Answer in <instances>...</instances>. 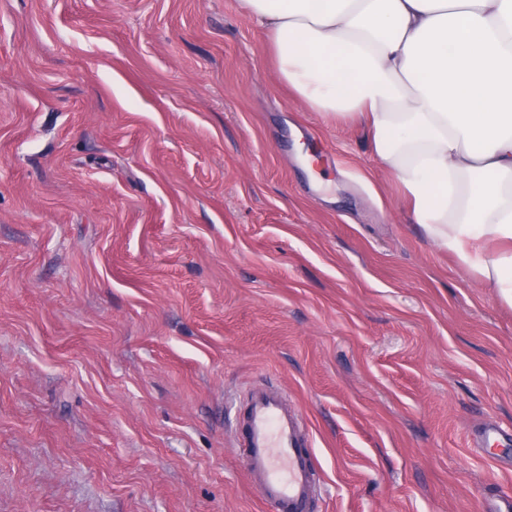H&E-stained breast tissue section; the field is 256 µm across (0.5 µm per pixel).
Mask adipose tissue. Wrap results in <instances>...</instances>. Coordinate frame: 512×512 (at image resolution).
<instances>
[{
  "label": "adipose tissue",
  "mask_w": 512,
  "mask_h": 512,
  "mask_svg": "<svg viewBox=\"0 0 512 512\" xmlns=\"http://www.w3.org/2000/svg\"><path fill=\"white\" fill-rule=\"evenodd\" d=\"M309 107L359 120L427 238L512 307V0H240Z\"/></svg>",
  "instance_id": "adipose-tissue-1"
}]
</instances>
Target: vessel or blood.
<instances>
[{
	"mask_svg": "<svg viewBox=\"0 0 512 512\" xmlns=\"http://www.w3.org/2000/svg\"><path fill=\"white\" fill-rule=\"evenodd\" d=\"M304 419L273 386L253 390L243 419L244 467L264 512H310L317 493Z\"/></svg>",
	"mask_w": 512,
	"mask_h": 512,
	"instance_id": "vessel-or-blood-1",
	"label": "vessel or blood"
}]
</instances>
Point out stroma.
<instances>
[{"instance_id": "stroma-1", "label": "stroma", "mask_w": 512, "mask_h": 512, "mask_svg": "<svg viewBox=\"0 0 512 512\" xmlns=\"http://www.w3.org/2000/svg\"><path fill=\"white\" fill-rule=\"evenodd\" d=\"M264 384L307 422L312 512L512 495V307L240 0H0V512H263Z\"/></svg>"}]
</instances>
